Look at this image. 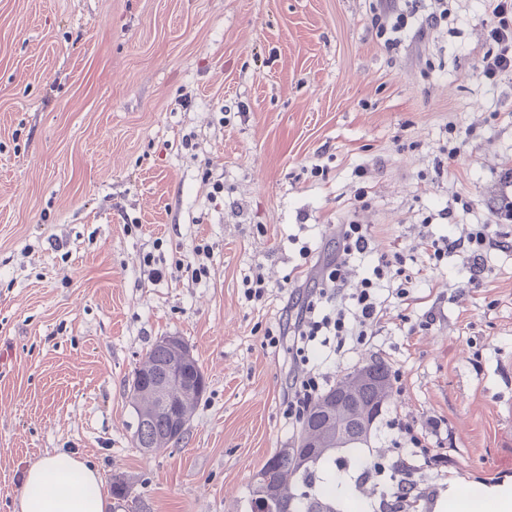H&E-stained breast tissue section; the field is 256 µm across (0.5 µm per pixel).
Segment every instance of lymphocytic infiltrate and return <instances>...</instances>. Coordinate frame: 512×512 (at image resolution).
<instances>
[{
    "instance_id": "lymphocytic-infiltrate-1",
    "label": "lymphocytic infiltrate",
    "mask_w": 512,
    "mask_h": 512,
    "mask_svg": "<svg viewBox=\"0 0 512 512\" xmlns=\"http://www.w3.org/2000/svg\"><path fill=\"white\" fill-rule=\"evenodd\" d=\"M489 18V44L479 59L481 76L488 81L512 73V0H485ZM447 10L430 12L416 18L414 12L398 8L397 0H375L371 8V26L385 44H393L398 33L415 27L417 33L445 21ZM507 236L492 221L474 225L463 237L454 239L421 233L417 252L433 269L448 255H457L471 273V283H478L488 271V255L504 247ZM336 255L323 262L312 286H309L292 325L266 329L263 343L275 348L287 344L294 372L288 387L284 415L300 420L319 397L326 380L323 373L311 364L310 352L316 346L331 347L343 352L350 344H364L368 332L377 324L383 299L380 283H394L393 295L400 302L410 299L409 282L412 274L406 271L407 258L400 247L376 256V262L359 288L347 291V267L351 260L365 258L371 252V239L363 225L357 222L336 227Z\"/></svg>"
}]
</instances>
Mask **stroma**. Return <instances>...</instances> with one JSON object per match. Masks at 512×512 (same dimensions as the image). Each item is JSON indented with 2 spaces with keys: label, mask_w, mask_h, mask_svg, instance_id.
<instances>
[{
  "label": "stroma",
  "mask_w": 512,
  "mask_h": 512,
  "mask_svg": "<svg viewBox=\"0 0 512 512\" xmlns=\"http://www.w3.org/2000/svg\"><path fill=\"white\" fill-rule=\"evenodd\" d=\"M370 4L0 0V512L57 451L125 476L149 512H250L255 474L298 430L288 348L262 343L304 294L287 278L292 236L326 258L355 217L375 250L409 248L423 220L460 236L512 198V75L477 74L482 0H447V21L392 49ZM258 268L257 306L242 280ZM468 278L448 256L410 307L385 302L366 343L316 357L333 381L374 359L395 378L369 447L348 453L383 466L373 512L393 500L397 460L415 466L422 512L512 488V249L492 251L479 287ZM163 336L192 348L207 390L185 439L147 455L129 389ZM440 448L444 466L428 464Z\"/></svg>",
  "instance_id": "35a3bbf8"
}]
</instances>
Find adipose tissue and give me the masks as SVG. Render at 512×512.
Returning <instances> with one entry per match:
<instances>
[{
  "instance_id": "obj_1",
  "label": "adipose tissue",
  "mask_w": 512,
  "mask_h": 512,
  "mask_svg": "<svg viewBox=\"0 0 512 512\" xmlns=\"http://www.w3.org/2000/svg\"><path fill=\"white\" fill-rule=\"evenodd\" d=\"M101 472L75 454L40 458L25 472L16 512H107Z\"/></svg>"
}]
</instances>
